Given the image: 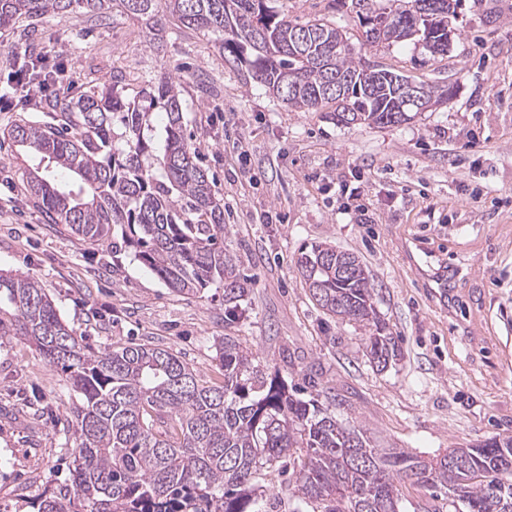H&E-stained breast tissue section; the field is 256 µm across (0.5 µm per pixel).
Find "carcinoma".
<instances>
[{
	"instance_id": "carcinoma-1",
	"label": "carcinoma",
	"mask_w": 512,
	"mask_h": 512,
	"mask_svg": "<svg viewBox=\"0 0 512 512\" xmlns=\"http://www.w3.org/2000/svg\"><path fill=\"white\" fill-rule=\"evenodd\" d=\"M376 0H351L369 37ZM397 17L381 41L410 36L421 0H392ZM80 9L103 18L120 13L160 37L170 20L225 36L221 48L246 63L252 79L304 112L330 109L345 124L391 125L402 106L396 85L410 77L357 62L342 27L321 19L303 24L270 0H0V28L48 13ZM61 70L30 56L28 82L46 91ZM351 78L342 95L329 83ZM77 89L55 98L49 121L11 127L24 150L26 190L53 224L103 245L119 228L139 261L175 294L196 298L224 289V319H238L248 295L235 259L224 251V205L184 134L175 84L160 81L141 101ZM157 107L167 122L150 120ZM122 133H114V123ZM60 169L73 174L56 183ZM316 305L329 317L369 329L365 356L384 368L395 356L375 305V285L351 252L327 242L296 260ZM14 307L12 335L33 345L81 395L70 411L75 429L69 488L40 503L39 512H257L261 480L282 459L302 502L319 512H399V485L440 488L465 512H512V436L449 448L421 458L377 448L315 399L288 390L279 375L257 369L237 337L217 340L224 384L210 385L172 352L149 343L96 351L62 320L32 278L0 274Z\"/></svg>"
}]
</instances>
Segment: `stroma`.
Segmentation results:
<instances>
[{
    "instance_id": "obj_1",
    "label": "stroma",
    "mask_w": 512,
    "mask_h": 512,
    "mask_svg": "<svg viewBox=\"0 0 512 512\" xmlns=\"http://www.w3.org/2000/svg\"><path fill=\"white\" fill-rule=\"evenodd\" d=\"M289 21L344 27L366 61L429 85H453L438 108L393 126L341 125L297 112L228 61L216 34L168 25L153 44L141 22L81 10L0 29V271L36 279L76 335L98 351L152 341L204 380L224 376L214 343L230 334L260 369L303 399L329 404L374 444L428 457L512 436V0H460L447 56L412 41L366 44L336 0H272ZM57 64L54 91L111 85L136 99L175 81L185 135L224 204V247L248 276L243 317L224 321V291L172 293L125 247L96 246L49 223L24 188V166L3 132L42 119L41 92L16 82L28 52ZM419 235L458 272L441 307L401 245ZM329 242L357 254L398 355L380 370L365 330L311 300L295 260ZM78 395L26 341L0 336V512H38L71 480ZM259 512H303L287 475L269 473Z\"/></svg>"
}]
</instances>
